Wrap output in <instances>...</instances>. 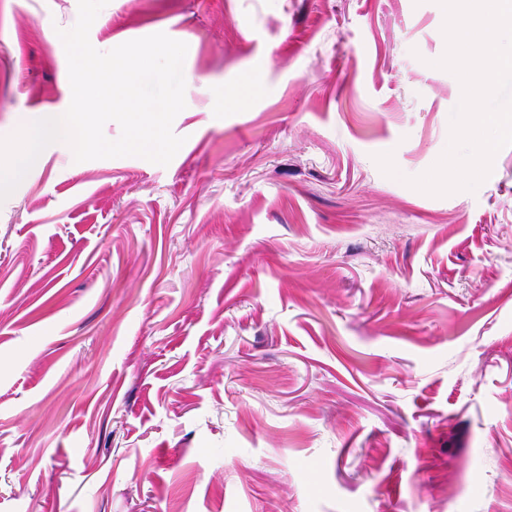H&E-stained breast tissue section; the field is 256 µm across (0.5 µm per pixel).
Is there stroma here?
I'll list each match as a JSON object with an SVG mask.
<instances>
[{
	"instance_id": "stroma-1",
	"label": "stroma",
	"mask_w": 512,
	"mask_h": 512,
	"mask_svg": "<svg viewBox=\"0 0 512 512\" xmlns=\"http://www.w3.org/2000/svg\"><path fill=\"white\" fill-rule=\"evenodd\" d=\"M77 16L0 0V136L68 108ZM444 20L109 0L98 51L189 44L186 142H56L0 203V512H512V146L472 192L403 182L462 97Z\"/></svg>"
}]
</instances>
